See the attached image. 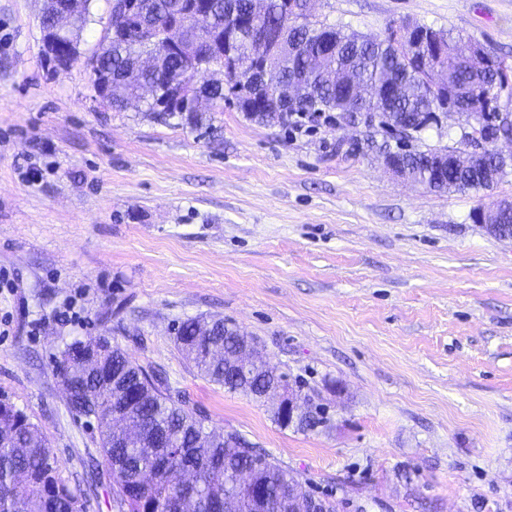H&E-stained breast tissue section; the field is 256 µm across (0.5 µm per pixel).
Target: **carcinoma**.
Wrapping results in <instances>:
<instances>
[{"label": "carcinoma", "instance_id": "obj_1", "mask_svg": "<svg viewBox=\"0 0 512 512\" xmlns=\"http://www.w3.org/2000/svg\"><path fill=\"white\" fill-rule=\"evenodd\" d=\"M289 0H266L265 14L252 19V0H152L150 27L125 26L110 10L108 26L126 27L123 38L105 53L86 61L92 84L99 75H112V93L104 105L114 110L130 106L140 112L171 115L133 94L134 86L154 83L174 96L192 86L213 100L224 92L207 84L202 72L190 73L179 55L167 54L157 73L143 71L138 60L155 49L168 22L177 14L203 8L209 12V31L199 48L208 67L224 66L228 27L242 28L231 45L237 56L253 48L255 25L277 42L288 13ZM394 29L385 37L345 32L313 14L288 30L295 51H279L282 69L275 81L297 80L301 91L292 106L277 101L263 85L253 87L246 119L266 126H288V116L350 112L351 84L407 86L411 93L391 103L367 104L391 112L394 126L386 131L398 141L396 162L408 175L436 192L488 189L478 175L456 172L436 180L428 158L451 154L454 147L421 149L412 144L426 127L439 122L432 107L444 99L467 104L466 120L483 141L512 134V112L492 111L497 85L512 82V65L490 56L486 67L474 71L459 55L446 67L428 66L393 43ZM175 343L204 380L255 400L278 385L309 405L311 414L288 417L276 409L273 418L284 428L303 432L326 425L325 409L308 395L290 387L287 375L269 367L256 352V341L222 318L187 319L175 328ZM80 342L60 351L57 369L68 385L67 405L77 415L92 414L100 425V458L112 479L113 500L119 512H336L335 500L305 489L301 477L254 449L236 433L208 424L206 418L172 395L170 388L145 372L118 345L107 343L102 363L90 368L80 362ZM0 512H83L81 495L62 478L47 439L29 417L7 400H0Z\"/></svg>", "mask_w": 512, "mask_h": 512}]
</instances>
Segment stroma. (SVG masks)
<instances>
[{"label":"stroma","mask_w":512,"mask_h":512,"mask_svg":"<svg viewBox=\"0 0 512 512\" xmlns=\"http://www.w3.org/2000/svg\"><path fill=\"white\" fill-rule=\"evenodd\" d=\"M45 59L43 0H0V398L46 436L84 512H118L92 473L95 422L73 415L54 359L108 338L210 424L299 473L338 512H512V239L472 215L512 200L392 178L340 114L203 125L105 107L85 59ZM364 35L414 21L512 64V0H315ZM190 317L254 337L330 426L280 427L198 377L175 345Z\"/></svg>","instance_id":"obj_1"}]
</instances>
